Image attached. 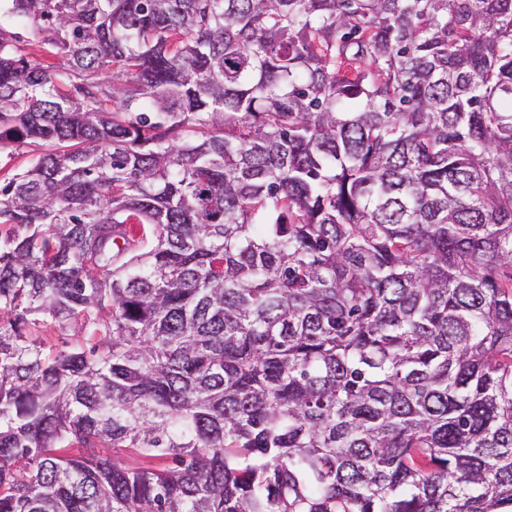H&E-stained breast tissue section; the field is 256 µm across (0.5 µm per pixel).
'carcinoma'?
Masks as SVG:
<instances>
[{
    "mask_svg": "<svg viewBox=\"0 0 512 512\" xmlns=\"http://www.w3.org/2000/svg\"><path fill=\"white\" fill-rule=\"evenodd\" d=\"M2 14L0 512H512V0ZM2 24L7 30L11 31L15 36L20 38V45L24 48L25 53L35 50L34 53L39 55L38 58L40 60H44L45 64H57L58 60L56 57L44 54L43 52L38 51L37 48L30 47L34 41L26 23L17 20L9 22L7 19H2ZM49 149L44 141L33 139L26 144L0 150V183L4 184L5 179L8 181L14 174L22 172ZM74 333L73 327H62L57 323L51 325L42 323L30 325L27 331L30 339L36 340L46 352L51 353L90 338L92 336V328L84 325L79 336L74 335Z\"/></svg>",
    "mask_w": 512,
    "mask_h": 512,
    "instance_id": "1",
    "label": "carcinoma"
}]
</instances>
